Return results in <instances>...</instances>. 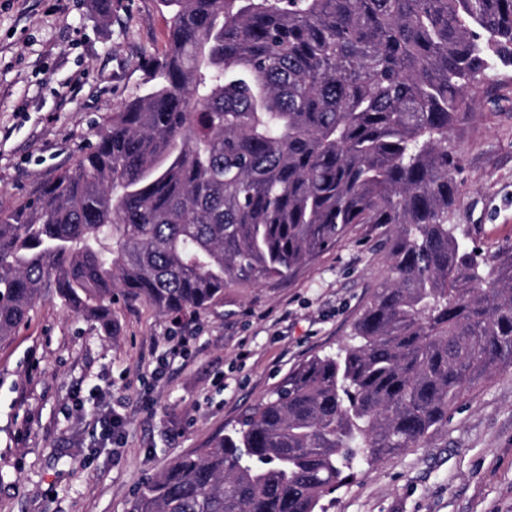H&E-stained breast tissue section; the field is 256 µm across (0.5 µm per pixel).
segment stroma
<instances>
[{
    "mask_svg": "<svg viewBox=\"0 0 512 512\" xmlns=\"http://www.w3.org/2000/svg\"><path fill=\"white\" fill-rule=\"evenodd\" d=\"M161 0H0V210L72 164L147 88L167 45ZM448 135L460 163L451 223L485 253L512 241V66L494 63ZM383 227L351 225L292 277L228 288L182 323L142 302L112 308V335L50 300L0 343V512H131L140 487L210 447L312 355L348 343L389 276ZM189 340L183 356L170 337ZM124 419L119 441L99 421ZM327 512H512V368L423 445L373 465Z\"/></svg>",
    "mask_w": 512,
    "mask_h": 512,
    "instance_id": "stroma-1",
    "label": "stroma"
}]
</instances>
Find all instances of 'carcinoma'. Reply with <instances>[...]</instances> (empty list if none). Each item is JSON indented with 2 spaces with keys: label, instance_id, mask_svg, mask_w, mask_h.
<instances>
[{
  "label": "carcinoma",
  "instance_id": "1",
  "mask_svg": "<svg viewBox=\"0 0 512 512\" xmlns=\"http://www.w3.org/2000/svg\"><path fill=\"white\" fill-rule=\"evenodd\" d=\"M153 85L76 162L0 211V342L36 303L112 331V304L179 317L285 278L352 224H380L391 277L353 344L288 372L186 453L132 512H326L354 465L417 448L512 367V242L448 223V132L512 0H161Z\"/></svg>",
  "mask_w": 512,
  "mask_h": 512
}]
</instances>
